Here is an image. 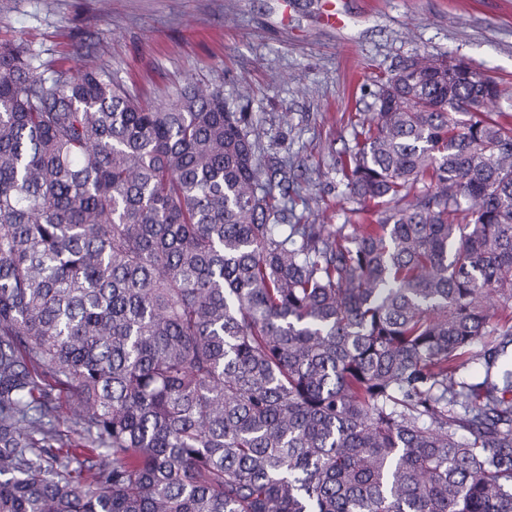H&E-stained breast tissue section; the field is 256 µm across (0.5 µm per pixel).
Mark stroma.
<instances>
[{
  "label": "stroma",
  "instance_id": "obj_1",
  "mask_svg": "<svg viewBox=\"0 0 512 512\" xmlns=\"http://www.w3.org/2000/svg\"><path fill=\"white\" fill-rule=\"evenodd\" d=\"M0 0V41L112 74L144 101L195 81L248 113L295 175L289 219L354 224L336 174L381 78L422 53L481 68L512 114V0ZM344 17L327 23V10Z\"/></svg>",
  "mask_w": 512,
  "mask_h": 512
}]
</instances>
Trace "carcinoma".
I'll return each mask as SVG.
<instances>
[{
	"label": "carcinoma",
	"instance_id": "cac0c4a2",
	"mask_svg": "<svg viewBox=\"0 0 512 512\" xmlns=\"http://www.w3.org/2000/svg\"><path fill=\"white\" fill-rule=\"evenodd\" d=\"M500 93L405 60L336 168L377 228L282 233L220 87L0 42V512H512Z\"/></svg>",
	"mask_w": 512,
	"mask_h": 512
}]
</instances>
